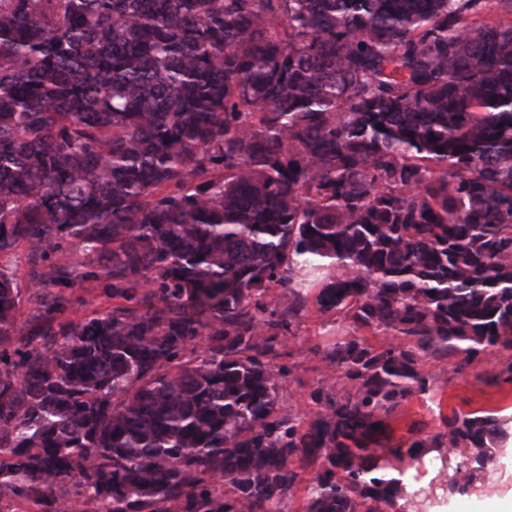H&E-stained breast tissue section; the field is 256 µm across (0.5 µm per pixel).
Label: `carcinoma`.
<instances>
[{
  "instance_id": "1",
  "label": "carcinoma",
  "mask_w": 512,
  "mask_h": 512,
  "mask_svg": "<svg viewBox=\"0 0 512 512\" xmlns=\"http://www.w3.org/2000/svg\"><path fill=\"white\" fill-rule=\"evenodd\" d=\"M21 245L8 512H398L438 459L471 496L498 418L389 429L424 357L494 348L512 382V0H0V254ZM84 282L107 306L73 320ZM311 300L353 334L297 343ZM294 351L325 363L306 419Z\"/></svg>"
}]
</instances>
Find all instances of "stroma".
<instances>
[{
    "mask_svg": "<svg viewBox=\"0 0 512 512\" xmlns=\"http://www.w3.org/2000/svg\"><path fill=\"white\" fill-rule=\"evenodd\" d=\"M297 367L287 378L281 391L283 404L301 415H313L317 407L309 394L322 370L319 357L305 354L297 357ZM503 356L486 351L474 369L465 374H453L447 362L431 357L422 362L426 373L434 377L432 398L416 394L402 405L391 420L395 439H407L412 427L422 428L424 435L442 432L440 415L451 411L471 412L492 410L503 421L507 436L500 445V463L487 473L491 485L485 500L492 501L512 488V382L498 379Z\"/></svg>",
    "mask_w": 512,
    "mask_h": 512,
    "instance_id": "35a3bbf8",
    "label": "stroma"
}]
</instances>
